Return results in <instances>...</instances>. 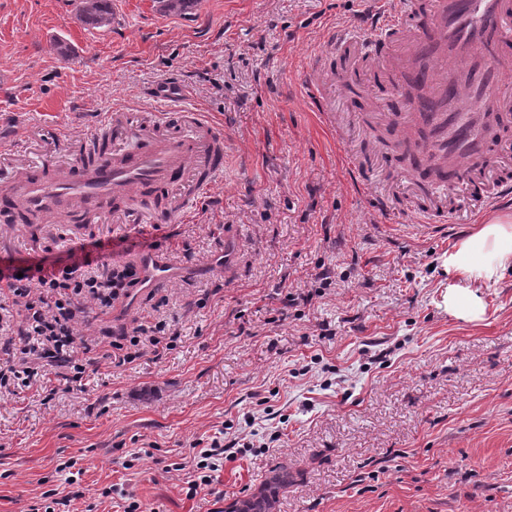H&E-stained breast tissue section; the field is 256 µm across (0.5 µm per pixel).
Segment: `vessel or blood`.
Returning <instances> with one entry per match:
<instances>
[{
    "instance_id": "1",
    "label": "vessel or blood",
    "mask_w": 512,
    "mask_h": 512,
    "mask_svg": "<svg viewBox=\"0 0 512 512\" xmlns=\"http://www.w3.org/2000/svg\"><path fill=\"white\" fill-rule=\"evenodd\" d=\"M331 52H357L375 63L372 78L385 90H414L394 125L415 117L425 133L423 150L405 156L402 179L412 181L423 223L448 221L450 195L480 183L468 215L512 200V143H494L490 129L512 118V0H373L364 24L332 29ZM112 151L80 171L46 159L11 179L19 209L34 214L60 201L78 210L81 223L101 221L103 199L123 203L149 188L163 196L156 211L166 219L186 211L224 175V138L205 113H152L129 142L131 117L106 113ZM142 287L171 278L169 263L140 255Z\"/></svg>"
}]
</instances>
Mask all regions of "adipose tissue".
<instances>
[{"label":"adipose tissue","instance_id":"ef3b65f1","mask_svg":"<svg viewBox=\"0 0 512 512\" xmlns=\"http://www.w3.org/2000/svg\"><path fill=\"white\" fill-rule=\"evenodd\" d=\"M443 264L466 281L465 286L449 287L446 307L461 318H480L484 308L476 288L495 283L512 269V218L499 216L480 224L474 234L449 250Z\"/></svg>","mask_w":512,"mask_h":512}]
</instances>
